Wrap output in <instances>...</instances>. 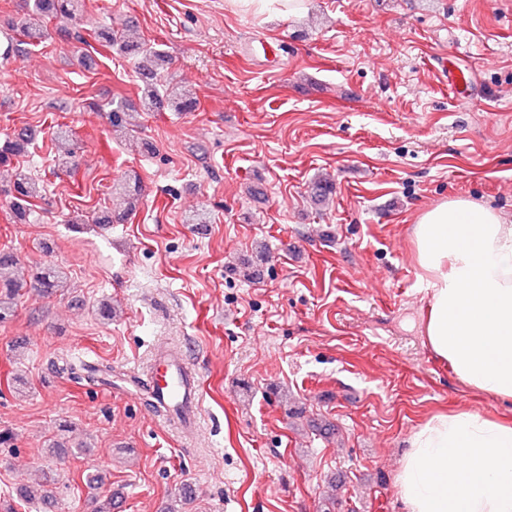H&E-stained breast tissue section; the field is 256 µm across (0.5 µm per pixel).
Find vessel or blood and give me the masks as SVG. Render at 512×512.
I'll list each match as a JSON object with an SVG mask.
<instances>
[{"label":"vessel or blood","mask_w":512,"mask_h":512,"mask_svg":"<svg viewBox=\"0 0 512 512\" xmlns=\"http://www.w3.org/2000/svg\"><path fill=\"white\" fill-rule=\"evenodd\" d=\"M153 385L166 410L167 426L181 436L196 435L202 408V386L181 350L163 348L152 359Z\"/></svg>","instance_id":"obj_1"}]
</instances>
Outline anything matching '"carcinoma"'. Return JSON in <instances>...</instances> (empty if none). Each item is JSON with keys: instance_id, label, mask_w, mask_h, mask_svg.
I'll return each mask as SVG.
<instances>
[{"instance_id": "cac0c4a2", "label": "carcinoma", "mask_w": 512, "mask_h": 512, "mask_svg": "<svg viewBox=\"0 0 512 512\" xmlns=\"http://www.w3.org/2000/svg\"><path fill=\"white\" fill-rule=\"evenodd\" d=\"M58 19L78 29L83 18L82 0H31L26 4V12L18 22L11 26L17 38H8L6 52H11L14 45L33 46L43 42L47 32L42 24L43 19ZM97 38L103 40L104 47L115 49L119 53L136 58L137 69L143 79L142 103L143 110L150 112L164 106V103L175 104L179 112H190L197 105V98L187 97L174 83L158 82L161 72L168 69L171 57L157 45L134 40L123 32L102 28L97 31ZM108 123L114 132H123L132 126V113L123 101L114 100L104 107ZM24 151L18 140L6 139L0 144V166L8 167L12 159ZM112 190L128 201L136 200L141 193L139 179L124 180L112 186ZM11 199L13 217L22 221L30 211L32 201L42 197L43 184L24 170L15 169L9 187L0 190ZM17 265L16 258L8 253L0 254V323L7 322L15 315V310L22 291L30 286L45 295H53L67 287L64 271L58 267L47 266L35 270L30 276V285L26 286L10 276Z\"/></svg>"}]
</instances>
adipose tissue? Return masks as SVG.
<instances>
[{"label":"adipose tissue","instance_id":"1","mask_svg":"<svg viewBox=\"0 0 512 512\" xmlns=\"http://www.w3.org/2000/svg\"><path fill=\"white\" fill-rule=\"evenodd\" d=\"M414 247L429 347L467 385L511 399L512 222L451 198L421 213ZM396 483L408 512H512V425L433 415L412 434Z\"/></svg>","mask_w":512,"mask_h":512}]
</instances>
